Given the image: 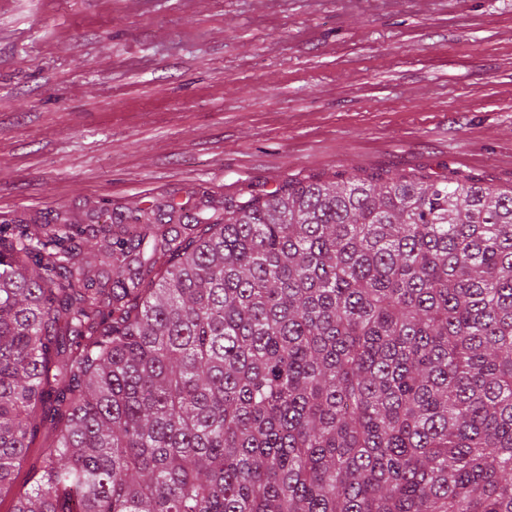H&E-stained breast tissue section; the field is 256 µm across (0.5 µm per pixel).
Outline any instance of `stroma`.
Listing matches in <instances>:
<instances>
[{
	"label": "stroma",
	"instance_id": "stroma-1",
	"mask_svg": "<svg viewBox=\"0 0 512 512\" xmlns=\"http://www.w3.org/2000/svg\"><path fill=\"white\" fill-rule=\"evenodd\" d=\"M379 174L512 188V0H0V224Z\"/></svg>",
	"mask_w": 512,
	"mask_h": 512
}]
</instances>
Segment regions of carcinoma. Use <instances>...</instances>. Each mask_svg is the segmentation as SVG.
<instances>
[{
  "label": "carcinoma",
  "mask_w": 512,
  "mask_h": 512,
  "mask_svg": "<svg viewBox=\"0 0 512 512\" xmlns=\"http://www.w3.org/2000/svg\"><path fill=\"white\" fill-rule=\"evenodd\" d=\"M0 226L12 512H512V191L288 183ZM39 457L38 448H31L16 480L14 493L11 492L8 496L3 497L0 502V512H10L14 504V494L29 488V485L25 487L23 483L27 478L28 472L39 466Z\"/></svg>",
  "instance_id": "carcinoma-1"
}]
</instances>
